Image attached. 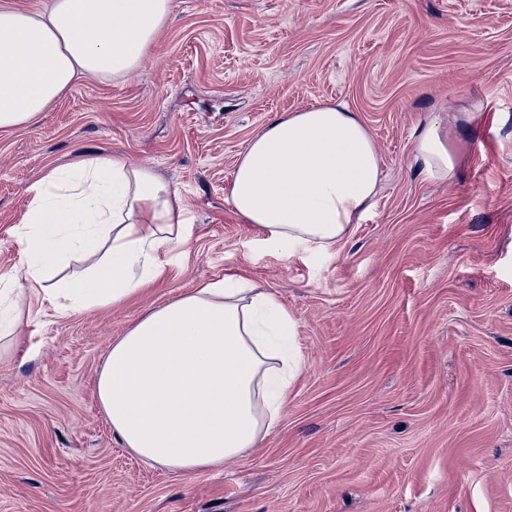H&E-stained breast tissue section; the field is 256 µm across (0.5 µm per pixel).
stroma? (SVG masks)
<instances>
[{
	"mask_svg": "<svg viewBox=\"0 0 512 512\" xmlns=\"http://www.w3.org/2000/svg\"><path fill=\"white\" fill-rule=\"evenodd\" d=\"M324 101L368 128L381 185L348 238L290 258L231 175L272 118ZM429 118L453 182L412 163ZM112 154L177 190L185 241L121 305L30 301L0 361V512H512V0H172L141 68L0 132V276L46 171ZM227 276L297 322L282 419L221 470L145 466L97 400L108 346Z\"/></svg>",
	"mask_w": 512,
	"mask_h": 512,
	"instance_id": "1",
	"label": "stroma"
}]
</instances>
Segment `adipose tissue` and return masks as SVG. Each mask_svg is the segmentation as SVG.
Listing matches in <instances>:
<instances>
[{"instance_id": "adipose-tissue-1", "label": "adipose tissue", "mask_w": 512, "mask_h": 512, "mask_svg": "<svg viewBox=\"0 0 512 512\" xmlns=\"http://www.w3.org/2000/svg\"><path fill=\"white\" fill-rule=\"evenodd\" d=\"M171 0H53L44 13L0 6V131L36 122L85 77L139 69ZM424 173L453 180L457 161L434 124L414 141ZM380 158L343 104L275 116L236 163L229 200L260 243L288 255L327 250L374 205ZM179 196L147 166L90 157L46 172L17 242L30 294L62 315L126 302L181 245ZM78 255L79 275L57 277ZM297 323L277 296L229 276L168 299L112 342L97 396L126 448L150 466L218 470L280 421L303 368Z\"/></svg>"}]
</instances>
